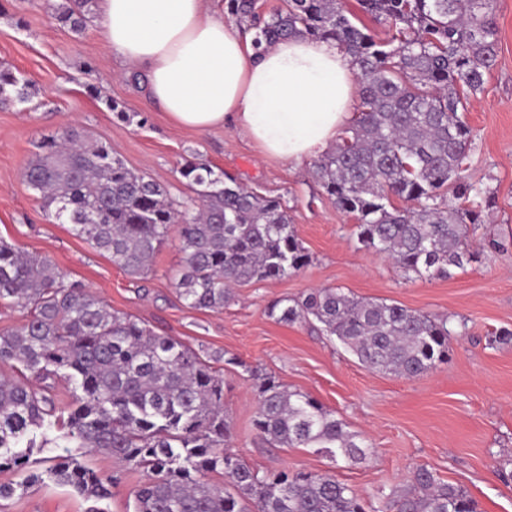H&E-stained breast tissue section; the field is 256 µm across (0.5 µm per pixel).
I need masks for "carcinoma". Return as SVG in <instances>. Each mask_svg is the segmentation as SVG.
I'll use <instances>...</instances> for the list:
<instances>
[{"label": "carcinoma", "mask_w": 512, "mask_h": 512, "mask_svg": "<svg viewBox=\"0 0 512 512\" xmlns=\"http://www.w3.org/2000/svg\"><path fill=\"white\" fill-rule=\"evenodd\" d=\"M93 2L66 0L61 22L82 30ZM229 5L252 22L257 47L305 35L336 43L358 69L357 116L315 164L313 178L354 216L363 247L420 278H449L479 262L485 249L505 250L498 240L479 243L495 195L467 174L480 144L462 119L496 63L493 0H359L365 15L395 30L385 41L355 24L341 0H286L263 21L256 0ZM29 97L23 76L0 69V104L22 105ZM181 175L194 197L179 210L107 143L74 129L43 140L23 171L45 212L133 279L177 233L183 263L175 287L195 309H222L232 287L280 280L308 264L279 199L230 176L216 178L205 163L188 161ZM2 302L27 316L20 328L0 333V471L26 468L36 451L106 453L144 473L133 512H477L467 490L424 466L412 489L377 508L332 474L252 467L225 447L224 377L210 361L111 311L92 291L65 284L49 259L0 238ZM267 314L284 324L313 319L366 368L408 378L446 361L457 334L446 317L340 288L275 299ZM17 363L42 386L14 378ZM61 379L72 388L63 408L53 396ZM258 393L254 427L265 441L315 448L334 462L366 459L365 440L310 395L272 376L261 379ZM41 463L25 484L48 479L96 503L111 496L112 480L75 455H48ZM212 474L227 484L210 481Z\"/></svg>", "instance_id": "carcinoma-1"}]
</instances>
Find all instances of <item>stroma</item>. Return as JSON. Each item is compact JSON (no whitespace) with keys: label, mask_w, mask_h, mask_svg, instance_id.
Returning <instances> with one entry per match:
<instances>
[{"label":"stroma","mask_w":512,"mask_h":512,"mask_svg":"<svg viewBox=\"0 0 512 512\" xmlns=\"http://www.w3.org/2000/svg\"><path fill=\"white\" fill-rule=\"evenodd\" d=\"M63 2L0 0V66L19 71L31 92L25 105L0 106V238L50 259L65 283L90 289L111 311L137 317L204 358L237 356L238 364L221 363L219 369L230 448L249 465L330 473L374 504L407 487L424 465L445 483L465 488L480 512H512V343L489 342L495 331L512 330V248L449 278L405 275L357 243L354 218L312 180L313 161L293 167L266 157L232 126L175 127L151 103L144 81L134 80V68L112 59L99 17L79 33L57 21ZM495 16L497 64L464 117L481 144L469 173L488 178L496 195L483 233L512 245V0H496ZM69 127L107 142L129 168L160 184L173 205L192 195L180 174L189 161L280 198L309 264L284 279L237 288L223 309H194L175 290L182 253L172 235L148 275L130 280L107 254L49 217L21 178L38 144ZM325 287L445 315L465 328L452 337L447 361L426 374L374 372L315 325L281 324L265 312L274 299ZM251 367L318 400L348 430L363 435L370 455L336 464L309 448L263 442L253 426L257 388L247 373ZM82 461L111 478L108 512H130L141 473L102 453ZM24 479L23 472L0 471V484L17 486L11 498L0 500V512H87L88 502L70 488L48 480L27 487Z\"/></svg>","instance_id":"1"}]
</instances>
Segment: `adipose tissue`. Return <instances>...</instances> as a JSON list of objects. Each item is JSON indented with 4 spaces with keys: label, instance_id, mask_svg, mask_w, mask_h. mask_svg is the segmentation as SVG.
Instances as JSON below:
<instances>
[{
    "label": "adipose tissue",
    "instance_id": "adipose-tissue-1",
    "mask_svg": "<svg viewBox=\"0 0 512 512\" xmlns=\"http://www.w3.org/2000/svg\"><path fill=\"white\" fill-rule=\"evenodd\" d=\"M99 13L113 56L144 74L176 126L232 123L298 166L351 118L357 72L334 43L295 36L257 49L205 0H99Z\"/></svg>",
    "mask_w": 512,
    "mask_h": 512
}]
</instances>
